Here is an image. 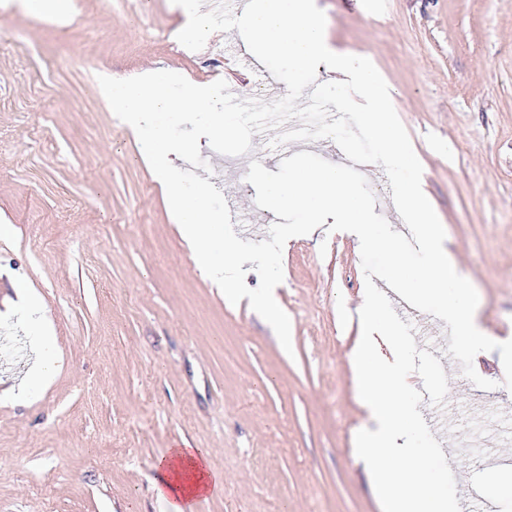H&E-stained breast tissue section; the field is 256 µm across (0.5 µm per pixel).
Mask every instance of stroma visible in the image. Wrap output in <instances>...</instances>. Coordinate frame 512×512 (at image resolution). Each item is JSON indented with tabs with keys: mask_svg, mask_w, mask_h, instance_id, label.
<instances>
[{
	"mask_svg": "<svg viewBox=\"0 0 512 512\" xmlns=\"http://www.w3.org/2000/svg\"><path fill=\"white\" fill-rule=\"evenodd\" d=\"M327 42L369 57L423 166L422 189L444 246L479 295L493 340L512 339V0H316ZM172 0H71L59 24L34 0H0V327L24 354L0 361V512H164L154 465L205 448L220 490L192 512H382L355 435L367 413L350 353L364 300L360 242L350 232L297 236L283 249L277 302L292 352L249 305L231 304L203 276L139 143L95 92L97 77L161 65L190 82L224 78L243 100H269L276 80L241 68L238 30L193 52L174 34ZM227 162L200 140L212 184L233 204L240 239L269 237L276 215L257 207L251 161L277 171L307 151L338 164L330 139L271 147ZM36 295L54 338L56 371L10 394L36 359L19 291ZM448 377L446 408L419 410L458 487L482 512H512V392L499 351L476 371L489 401L447 355L445 323L421 331Z\"/></svg>",
	"mask_w": 512,
	"mask_h": 512,
	"instance_id": "stroma-1",
	"label": "stroma"
}]
</instances>
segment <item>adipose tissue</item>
<instances>
[{"label":"adipose tissue","mask_w":512,"mask_h":512,"mask_svg":"<svg viewBox=\"0 0 512 512\" xmlns=\"http://www.w3.org/2000/svg\"><path fill=\"white\" fill-rule=\"evenodd\" d=\"M155 469L156 489L169 512H189L195 497L214 492L223 483L222 477L212 471L207 456L193 448L175 451L158 461Z\"/></svg>","instance_id":"1"}]
</instances>
